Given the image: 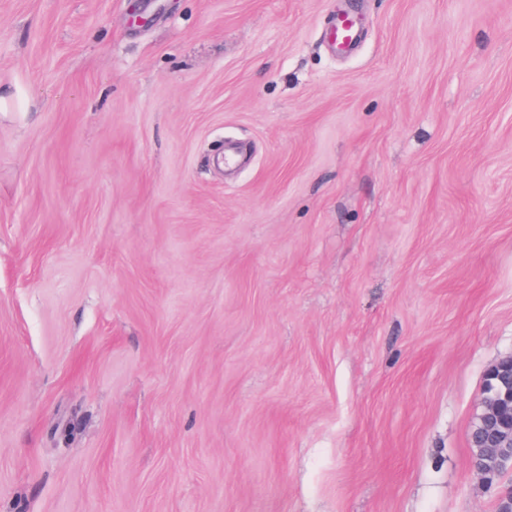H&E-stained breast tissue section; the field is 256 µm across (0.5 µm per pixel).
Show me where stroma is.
Wrapping results in <instances>:
<instances>
[{"mask_svg":"<svg viewBox=\"0 0 512 512\" xmlns=\"http://www.w3.org/2000/svg\"><path fill=\"white\" fill-rule=\"evenodd\" d=\"M16 92L0 512H495L512 0H0ZM340 49L349 47L356 36V23L349 17L339 16L336 18L332 32Z\"/></svg>","mask_w":512,"mask_h":512,"instance_id":"obj_1","label":"stroma"}]
</instances>
